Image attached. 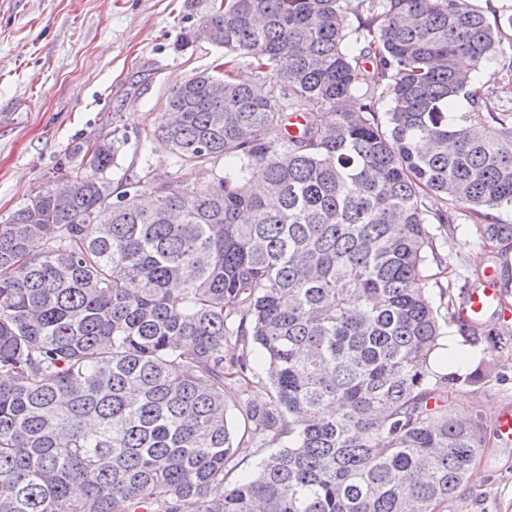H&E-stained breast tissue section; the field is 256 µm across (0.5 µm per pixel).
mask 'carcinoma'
Returning <instances> with one entry per match:
<instances>
[{
    "label": "carcinoma",
    "mask_w": 512,
    "mask_h": 512,
    "mask_svg": "<svg viewBox=\"0 0 512 512\" xmlns=\"http://www.w3.org/2000/svg\"><path fill=\"white\" fill-rule=\"evenodd\" d=\"M369 12L212 0L179 47L256 79L171 90L182 174L114 202L120 145L93 140L0 224V512H447L471 482L479 425L429 407L428 225L512 239L484 223L512 208V15ZM221 158L197 194L183 171ZM246 440L278 448L228 486Z\"/></svg>",
    "instance_id": "carcinoma-1"
}]
</instances>
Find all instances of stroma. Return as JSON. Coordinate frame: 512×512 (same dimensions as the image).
<instances>
[{"mask_svg":"<svg viewBox=\"0 0 512 512\" xmlns=\"http://www.w3.org/2000/svg\"><path fill=\"white\" fill-rule=\"evenodd\" d=\"M211 0H0V222L49 184L58 168L81 164L78 148L116 139L107 177L113 193L123 173L176 175L178 163L154 140L171 89L212 72L223 49L201 42L179 49L184 28L205 16ZM448 267L435 271L427 295L442 334L477 353L459 369L432 372L431 383L452 416L479 422L484 446L474 477L447 512H512V447H499L494 420L512 407V244L489 243L461 219L438 228ZM498 264L507 290L499 318L479 335L448 319L462 306L464 283H478ZM484 376L471 381L476 367Z\"/></svg>","mask_w":512,"mask_h":512,"instance_id":"obj_1","label":"stroma"}]
</instances>
